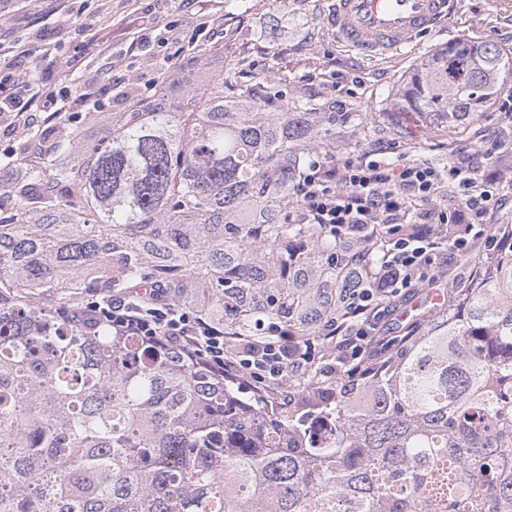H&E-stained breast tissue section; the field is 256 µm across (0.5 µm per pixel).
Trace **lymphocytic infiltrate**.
Masks as SVG:
<instances>
[{"label":"lymphocytic infiltrate","mask_w":512,"mask_h":512,"mask_svg":"<svg viewBox=\"0 0 512 512\" xmlns=\"http://www.w3.org/2000/svg\"><path fill=\"white\" fill-rule=\"evenodd\" d=\"M28 81V72L17 68L0 50V106L9 113L8 123L0 129L4 133L35 130L79 111L82 101L105 96L112 89L111 83L105 82L79 97L36 91L28 100L16 101L14 87ZM445 181L455 184L460 193L457 206L447 207L438 200ZM505 191L495 175H479L469 166H453L444 173L385 156L348 157L339 162L318 157L293 180L296 206L288 214L290 221L320 224L334 233L352 224H385L392 236L387 274L376 280L374 289L351 294L346 301L348 325L331 329L338 338L337 360L348 364L350 378L361 376L363 360L386 346L385 341L372 337L371 329L376 320L387 315V299L429 279L437 256L436 227L459 225L460 233L448 241V254H467L474 225L499 204ZM403 224L416 225V232L401 233ZM101 317L113 329L162 339L209 370L238 378L253 389L274 392L283 400L288 397L280 386L284 373L302 369L311 361L306 352L289 357L296 341L284 330L276 343L252 348L244 355L231 351L223 332L168 303L161 288L153 289L148 301L130 295L104 304L92 302L82 314L84 322L90 324Z\"/></svg>","instance_id":"lymphocytic-infiltrate-1"}]
</instances>
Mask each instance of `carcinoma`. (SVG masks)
<instances>
[{
    "instance_id": "1",
    "label": "carcinoma",
    "mask_w": 512,
    "mask_h": 512,
    "mask_svg": "<svg viewBox=\"0 0 512 512\" xmlns=\"http://www.w3.org/2000/svg\"><path fill=\"white\" fill-rule=\"evenodd\" d=\"M510 71L494 43H450L390 108L465 127ZM327 124L230 67L199 87L171 73L134 110L20 145L24 177L0 179V512H512V224L470 278L390 301L404 340L360 379L288 371L286 413L170 346L72 319L160 282L233 350L278 325L336 358L329 330L391 235L288 222Z\"/></svg>"
}]
</instances>
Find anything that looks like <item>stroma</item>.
Returning a JSON list of instances; mask_svg holds the SVG:
<instances>
[{
  "label": "stroma",
  "mask_w": 512,
  "mask_h": 512,
  "mask_svg": "<svg viewBox=\"0 0 512 512\" xmlns=\"http://www.w3.org/2000/svg\"><path fill=\"white\" fill-rule=\"evenodd\" d=\"M224 11V0H0V47L30 49L35 58L17 63L30 67L32 85L47 91L79 92L108 75L123 84L102 98L108 112H123L131 97L152 94L163 72L154 61L173 57L185 79L198 66L220 74L224 64L235 79L251 84L278 69L286 82L285 98L308 96L315 111L331 99L344 101L346 117L326 136L324 157L340 160L388 147L408 160L438 169L469 161L484 173H498L512 187V170H499L489 148L501 142L512 152V75L494 104L461 130L433 125L414 114H390V96L403 77L433 50L459 39L497 44L512 57V0H455L448 31L428 36L416 47L388 61H360L337 45L322 27V0H242ZM218 18L226 32L223 55L198 61L195 50L210 38L198 31L200 15ZM139 28L131 37V28ZM177 29L179 42L166 41ZM77 60V81L64 78Z\"/></svg>",
  "instance_id": "stroma-1"
}]
</instances>
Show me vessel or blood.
I'll use <instances>...</instances> for the list:
<instances>
[{
	"instance_id": "obj_1",
	"label": "vessel or blood",
	"mask_w": 512,
	"mask_h": 512,
	"mask_svg": "<svg viewBox=\"0 0 512 512\" xmlns=\"http://www.w3.org/2000/svg\"><path fill=\"white\" fill-rule=\"evenodd\" d=\"M451 0H324L322 23L358 59L385 61L446 26Z\"/></svg>"
}]
</instances>
